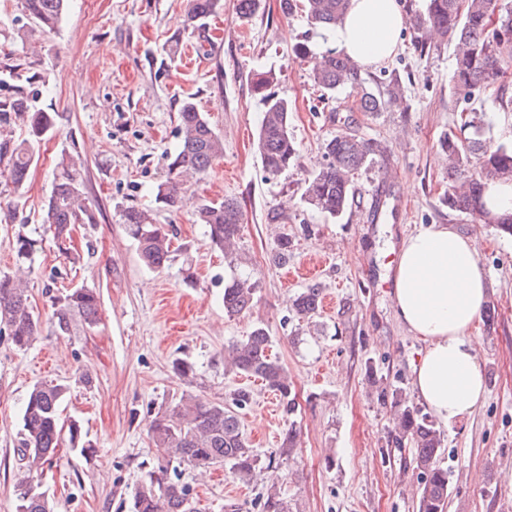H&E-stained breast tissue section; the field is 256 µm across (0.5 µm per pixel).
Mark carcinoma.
Returning a JSON list of instances; mask_svg holds the SVG:
<instances>
[{
    "instance_id": "1",
    "label": "carcinoma",
    "mask_w": 512,
    "mask_h": 512,
    "mask_svg": "<svg viewBox=\"0 0 512 512\" xmlns=\"http://www.w3.org/2000/svg\"><path fill=\"white\" fill-rule=\"evenodd\" d=\"M348 0H281L286 14L298 9L304 13L310 29L329 40L331 31L341 23ZM67 0H21L28 23L11 29V38L27 45L34 30H55L66 10ZM218 0H187L185 9L192 20L203 19L216 10ZM407 19L413 30L412 46L426 56L443 38L453 46L455 68L453 94L480 104L490 103L496 111L512 110V0H425L418 7L407 6ZM296 57L312 60L311 79L323 95L332 98L345 85L357 89L356 105L361 112H381L403 99L402 86L393 78L386 95L367 89L360 80L357 64L334 50L315 55L308 41L294 46ZM272 71L256 72L251 87L263 107L258 131V149L263 169L278 175L298 163V149L290 131L291 107L287 100L269 92ZM59 115L44 112L32 104L29 95L16 85L10 95L0 97V180L16 187L24 182L40 144L57 125ZM180 143L167 156L168 176L158 184L155 202L166 208L178 206L183 185L208 172L224 153L221 137L196 104L185 101L179 112ZM441 148L448 157V190L443 202L448 209L465 214L482 224L492 225L499 233L512 236V212L493 214L485 208L486 183L494 179L512 181V145L495 144L485 131L474 124L468 109H461L457 125L444 135ZM387 147L379 140L356 135H336L323 144L325 163L305 179L303 201L311 209L340 217L352 207V176L358 170L383 157ZM84 161L62 151L56 165L51 193L41 222L61 251H68L73 227L95 223V214L83 191ZM196 222L206 228L210 243L224 251V257L236 254L243 228V213L234 199L200 201ZM121 220L137 243L141 263L148 269L163 268L173 254L172 238L154 223L147 210L121 209ZM37 240L18 234L15 255L20 263L33 262ZM291 239L278 237L271 256L275 265L288 262ZM256 283L239 275L224 286V312L232 317L253 307ZM322 302L321 287L313 284L303 289L292 302L301 318H309ZM52 327L59 336H77L99 319L100 297L96 289L82 285L57 295L52 301ZM23 350L39 333L38 318L33 314L28 290L14 275H0V333ZM268 330L256 325L244 339L224 350V371L242 374L264 382L279 395L283 410L291 415L296 404L291 397L287 369L271 353ZM67 387L54 382L33 386L21 417L20 440L14 449L24 472L19 484L17 512H53L47 495L34 477L52 463L63 434L72 445L81 441L77 422H65L60 407ZM251 394L240 389L231 394L230 403H216L195 395L181 396L171 412L158 413L148 432L156 455L135 489L131 512H194L189 489L180 482L178 467L186 465L204 471L215 465L228 468L230 474L245 480L260 464V457L243 435L234 409L249 403ZM392 407L397 411L396 448L415 450L414 464L422 478L419 512H446L448 505V470L438 464L444 448L441 431L419 407L409 404L404 389L392 390ZM261 512H289L288 501L271 486L260 503Z\"/></svg>"
}]
</instances>
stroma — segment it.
Masks as SVG:
<instances>
[{
  "instance_id": "stroma-1",
  "label": "stroma",
  "mask_w": 512,
  "mask_h": 512,
  "mask_svg": "<svg viewBox=\"0 0 512 512\" xmlns=\"http://www.w3.org/2000/svg\"><path fill=\"white\" fill-rule=\"evenodd\" d=\"M236 4L220 0L213 16L189 23L183 0H68L57 30L35 34L37 53L0 37V67L44 73L46 83L33 89L35 105L59 115L23 186L0 183V202L18 203L15 222L0 224V273L16 269L17 234L42 239L26 277L39 336L24 351L0 336V512H17L21 415L30 388L44 381L68 384L64 414L90 443L83 451L60 447L40 476L55 512H130L132 492L155 456L148 436L155 415L184 394L219 402L238 388L252 393L239 420L260 457L277 450L287 429L296 430L298 444L275 472L257 469L246 483L221 467L203 476L183 468L198 512H230L233 504L259 512L258 498L274 476L290 512H417L413 450L390 446L391 404L381 395L411 389L424 344L396 319L387 267L392 244L431 224L473 241L491 308L490 319L471 330L485 402L441 428L439 464L450 473L446 512H512V237L442 201L448 162L439 140L456 120L452 48L419 57L404 29L395 57L360 71L376 92L385 89V72H397L404 104L355 112L350 87L322 98L309 63L295 57L305 34L313 51L328 48L300 13L284 15L280 0H262L243 18ZM260 68L275 71L271 91L292 105L300 153L299 166L274 178L257 151L262 106L250 76ZM188 98L223 139L224 155L184 187L183 207L172 212L156 204L154 190L179 144L178 115ZM342 133L383 141L388 156L354 174L352 210L332 219L307 207L302 193L308 171L324 161L322 144ZM64 150L82 157L96 214L95 223L75 227L76 264L40 228ZM202 197L233 198L242 208L236 267L192 221ZM127 206L150 211L174 233L178 250L169 265L142 266L120 220ZM282 233L293 241L287 268L315 267L312 277L288 282L285 268L271 264ZM237 272L251 273L257 292L250 312L230 317L222 297ZM312 280L323 288V307L301 319L291 300ZM82 285L100 294L97 324L78 336L54 335L52 296ZM258 324L288 370L293 415L270 406L272 393L260 380L224 371L225 347ZM178 357L194 363L193 376L173 374Z\"/></svg>"
}]
</instances>
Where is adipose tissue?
Listing matches in <instances>:
<instances>
[{
	"instance_id": "ef3b65f1",
	"label": "adipose tissue",
	"mask_w": 512,
	"mask_h": 512,
	"mask_svg": "<svg viewBox=\"0 0 512 512\" xmlns=\"http://www.w3.org/2000/svg\"><path fill=\"white\" fill-rule=\"evenodd\" d=\"M405 21L400 0H349L331 41L359 66H377L397 55ZM391 278L398 321L424 343L413 388L439 421H461L486 395L470 334L487 294L477 252L456 229L432 224L401 239Z\"/></svg>"
}]
</instances>
